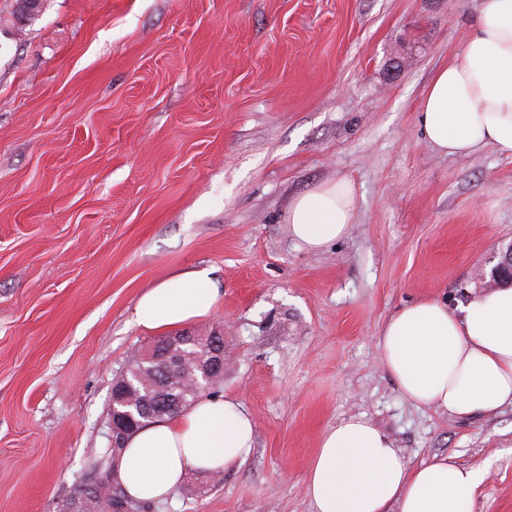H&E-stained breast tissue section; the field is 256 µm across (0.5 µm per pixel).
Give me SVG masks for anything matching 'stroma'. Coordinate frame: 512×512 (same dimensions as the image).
Instances as JSON below:
<instances>
[{
    "label": "stroma",
    "mask_w": 512,
    "mask_h": 512,
    "mask_svg": "<svg viewBox=\"0 0 512 512\" xmlns=\"http://www.w3.org/2000/svg\"><path fill=\"white\" fill-rule=\"evenodd\" d=\"M478 0H0V512H61L103 472L112 385L154 336L137 297L211 267L189 332H224L255 425L245 463L189 471L130 512H313L321 432L363 415L413 464L482 469L474 512H512V407L418 408L379 362L392 312L465 304L512 242V157L446 155L417 112ZM349 181L348 234L319 252L294 196Z\"/></svg>",
    "instance_id": "stroma-1"
}]
</instances>
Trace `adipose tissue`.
Returning <instances> with one entry per match:
<instances>
[{"mask_svg": "<svg viewBox=\"0 0 512 512\" xmlns=\"http://www.w3.org/2000/svg\"><path fill=\"white\" fill-rule=\"evenodd\" d=\"M418 122L427 142L449 155L493 145L512 156V0H479L460 53L432 75ZM357 199L346 182L295 196L293 237L319 251L344 238ZM220 286L208 270L170 275L133 309L143 330L172 329L208 316ZM381 362L415 405L454 416H489L512 406V286L471 297L449 311L423 298L393 313L378 335ZM255 442L250 414L233 396H201L178 415L132 434L118 463L128 498L161 501L189 470L216 471L244 461ZM480 469L453 456L410 464L389 434L362 416L325 429L306 471L314 512H473Z\"/></svg>", "mask_w": 512, "mask_h": 512, "instance_id": "1", "label": "adipose tissue"}]
</instances>
